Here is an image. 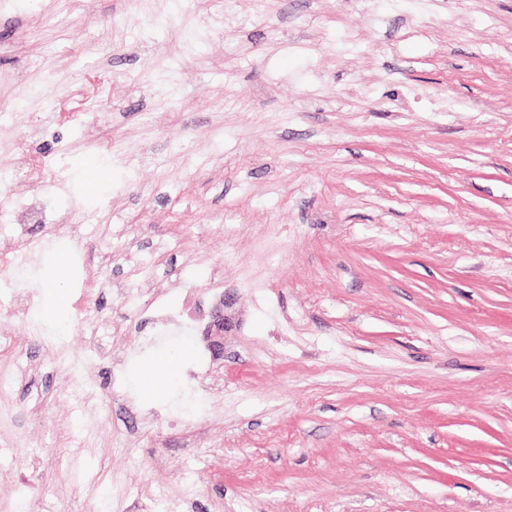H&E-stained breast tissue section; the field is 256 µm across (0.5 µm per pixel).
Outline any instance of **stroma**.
I'll return each mask as SVG.
<instances>
[{
  "instance_id": "obj_1",
  "label": "stroma",
  "mask_w": 512,
  "mask_h": 512,
  "mask_svg": "<svg viewBox=\"0 0 512 512\" xmlns=\"http://www.w3.org/2000/svg\"><path fill=\"white\" fill-rule=\"evenodd\" d=\"M1 166L33 236L75 171L80 263L0 279L99 401L59 400L69 372L18 326L0 512H512V0H13ZM224 292L237 327L188 381ZM164 306L190 330L148 345Z\"/></svg>"
}]
</instances>
